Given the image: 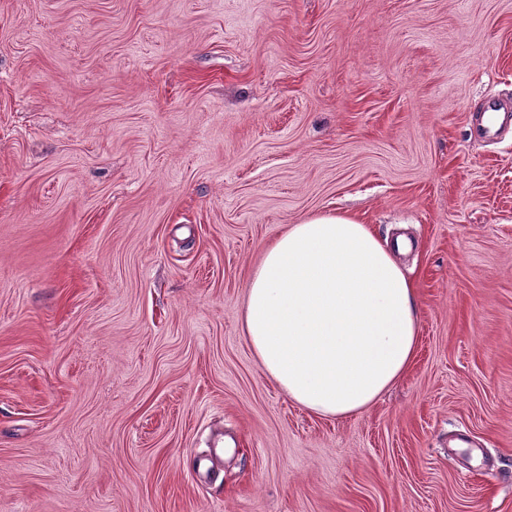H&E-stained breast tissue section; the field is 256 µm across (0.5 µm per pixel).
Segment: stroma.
Masks as SVG:
<instances>
[{"instance_id": "1", "label": "stroma", "mask_w": 512, "mask_h": 512, "mask_svg": "<svg viewBox=\"0 0 512 512\" xmlns=\"http://www.w3.org/2000/svg\"><path fill=\"white\" fill-rule=\"evenodd\" d=\"M491 98L512 0H0V512H512ZM332 211L409 239L420 321L343 419L240 323L265 246Z\"/></svg>"}]
</instances>
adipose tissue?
<instances>
[{
    "mask_svg": "<svg viewBox=\"0 0 512 512\" xmlns=\"http://www.w3.org/2000/svg\"><path fill=\"white\" fill-rule=\"evenodd\" d=\"M347 213H316L273 239L246 284L244 334L290 400L342 419L371 408L408 369L416 291L397 256Z\"/></svg>",
    "mask_w": 512,
    "mask_h": 512,
    "instance_id": "ef3b65f1",
    "label": "adipose tissue"
}]
</instances>
